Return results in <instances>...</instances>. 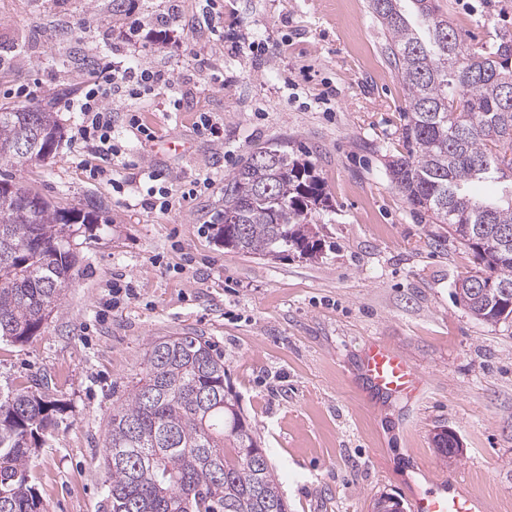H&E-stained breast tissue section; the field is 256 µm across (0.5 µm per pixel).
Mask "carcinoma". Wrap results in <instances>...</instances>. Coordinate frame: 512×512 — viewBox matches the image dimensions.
<instances>
[{"label": "carcinoma", "mask_w": 512, "mask_h": 512, "mask_svg": "<svg viewBox=\"0 0 512 512\" xmlns=\"http://www.w3.org/2000/svg\"><path fill=\"white\" fill-rule=\"evenodd\" d=\"M388 34L387 55L407 99L405 153L387 164L395 188L413 210L470 249L479 267L459 281L486 287L477 320L512 315V37L475 47L450 24L435 0H369ZM64 127L38 106L0 107V162L20 171L58 144ZM27 144L20 152L18 142ZM502 184L494 200L472 187ZM30 199L23 216L0 191V339L24 343L61 306L78 256L68 228L93 212L62 209L0 173ZM330 198L314 164L288 142L256 148L224 181V247L276 257L317 250L310 224ZM143 375L112 409L99 465L107 475L103 512H288L278 480L237 399L224 388V361L192 336L152 340ZM55 404L29 386L0 389V512H48L30 485L35 450L58 425Z\"/></svg>", "instance_id": "carcinoma-1"}]
</instances>
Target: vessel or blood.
I'll use <instances>...</instances> for the list:
<instances>
[{
	"label": "vessel or blood",
	"instance_id": "vessel-or-blood-1",
	"mask_svg": "<svg viewBox=\"0 0 512 512\" xmlns=\"http://www.w3.org/2000/svg\"><path fill=\"white\" fill-rule=\"evenodd\" d=\"M361 373L371 388L384 397L411 392L418 379L413 364L393 346L374 341L361 360ZM424 488L415 490L411 512H488L485 501L459 491L447 478L423 473Z\"/></svg>",
	"mask_w": 512,
	"mask_h": 512
}]
</instances>
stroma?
<instances>
[{"label": "stroma", "mask_w": 512, "mask_h": 512, "mask_svg": "<svg viewBox=\"0 0 512 512\" xmlns=\"http://www.w3.org/2000/svg\"><path fill=\"white\" fill-rule=\"evenodd\" d=\"M470 43L512 36V0H437ZM180 19L160 22L171 7ZM368 0H0V106L7 90L40 82L35 105L57 112L53 157L16 180L62 208L95 202L98 218L70 239L81 271L59 311L26 343L0 341V387L40 383L60 406L35 452L30 482L48 512H101L98 465L113 406L142 376L147 344L199 336L224 360V384L256 430L288 512H372L383 495L408 503L420 470L512 512V320L488 325L456 305L471 251L414 212L386 162L404 151L405 91ZM126 53L168 70L171 89L133 103L154 144L122 139L126 194L90 179L64 111L63 86L82 90L81 58ZM71 64L61 68L59 56ZM224 123V140L197 127ZM288 140L306 155L332 206L316 218L313 258L258 259L226 249L208 226L224 180L256 147ZM152 168L208 190L165 215L135 206ZM135 296L112 304L113 277ZM401 350L422 381L387 399L358 371L369 342ZM463 445L439 456L437 431Z\"/></svg>", "instance_id": "obj_1"}]
</instances>
